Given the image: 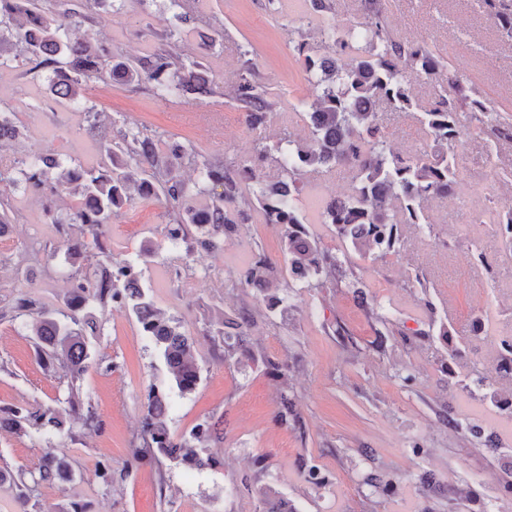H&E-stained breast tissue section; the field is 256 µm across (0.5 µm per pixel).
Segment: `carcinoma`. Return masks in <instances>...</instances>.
<instances>
[{
    "instance_id": "cac0c4a2",
    "label": "carcinoma",
    "mask_w": 512,
    "mask_h": 512,
    "mask_svg": "<svg viewBox=\"0 0 512 512\" xmlns=\"http://www.w3.org/2000/svg\"><path fill=\"white\" fill-rule=\"evenodd\" d=\"M124 0H0V22H16L10 37L0 35V67L14 62L27 72L44 73L52 95L87 113V90L92 82L142 89L151 95L201 101L213 94L215 82L204 63L182 59L159 49L138 59L114 54L87 33L72 37L69 31L77 19L89 20L101 10ZM179 24L191 20L189 0H168ZM489 16L502 37L512 41V0H485ZM366 16L358 27L343 32L333 25L324 29L329 55L305 53L306 72L312 82L314 99L306 112L308 136L296 139L288 131L272 143L260 142L256 161H270L277 177L260 181L255 167L242 166L239 179L224 173V167L207 159L197 160L193 150L177 139L165 140L147 129H130L116 142L100 132L103 153L88 167L67 160L55 151L21 158L0 167V235L15 222L11 192L31 183L47 201L74 194L76 204L65 214L51 208L49 223L55 225L66 247L68 263L76 266L93 256L92 272L70 273L71 285L66 310L38 306L29 299L16 303L18 315H31L32 341L39 363L47 371L58 368L71 384L64 399L47 407L0 408V431L26 433L32 429L48 438L71 434L79 422L87 429L97 426L91 404L74 382L95 363L91 338L100 335L95 305L132 312L142 336L159 352L171 381L182 394L194 391L200 369L193 358V339L154 308L148 289L142 284V265L158 256L150 243L131 259L114 262L105 244L106 229L134 189L144 199H163L178 207V215L165 225L164 236L173 246L185 244L186 253L198 247H213L237 236L248 223L247 210L256 208L268 224L285 227L284 266L303 272L295 284L316 288L331 278L348 281L358 303H365L356 277L347 261L323 248L310 236L300 208L301 180L307 171L350 168L355 184L342 199L328 205L322 223L333 224L338 236L373 258L384 259L398 252L400 226L414 224L432 232L426 203L432 198L455 194L459 181L458 148L469 138L512 140V122L495 109L474 98L476 91L460 79L437 50L425 43L396 41L388 35L378 0H364ZM427 78L448 72L451 94L441 95L416 120L427 132L429 144L415 157L403 158L392 152L382 126L380 107L393 112L416 108L417 98L408 71ZM234 101L244 110L252 129L266 125L271 104L260 88L253 68L241 75L233 90ZM14 112L0 107V131L10 137L22 135ZM194 162L198 180L185 183L175 173L184 159ZM254 183L250 194L241 197L240 184ZM207 196L202 207L192 200ZM201 229L189 237L187 226ZM495 224L505 246L512 248V205L504 203L496 212ZM272 263L262 255L240 275L241 283H266ZM251 325L248 314L234 318L214 310L204 335L230 346L246 343ZM171 400L164 386L147 388L142 403L140 444L135 460L164 458L188 468L218 467L221 461L203 458L211 441L223 438V421L205 419L179 436L169 426ZM278 418L283 425H297L291 395H281ZM74 477L68 460L47 453L37 470L19 475L15 482L21 512H28L31 493L38 485H53Z\"/></svg>"
}]
</instances>
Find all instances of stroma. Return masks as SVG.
<instances>
[{
    "label": "stroma",
    "instance_id": "1",
    "mask_svg": "<svg viewBox=\"0 0 512 512\" xmlns=\"http://www.w3.org/2000/svg\"><path fill=\"white\" fill-rule=\"evenodd\" d=\"M336 2L333 12L322 15L306 13L303 0H195V16L223 31L208 44L192 29L169 38L165 0H127L117 13L97 14L89 31L113 51L143 57L165 48L206 62L214 94L200 102L167 101L144 90L94 83L88 97L97 117L91 120L67 103L53 102L44 77L19 67L0 68V104L15 112L24 133L4 157L20 159L49 147L94 165L101 154L94 126L100 123L115 136L137 127L174 136L234 172L250 163L259 140L275 141L285 129L307 135L304 105L312 101L313 90L297 47L319 48L318 32L330 25L349 27L363 16L361 0ZM381 8L391 35L434 46L473 82L481 99L512 119V42L489 23L483 0H381ZM248 61L273 104L262 131L240 122L231 90ZM383 131L405 158L427 142L410 112L386 113ZM459 152L461 186L453 197L427 205L434 235L408 225L398 254L374 261L350 253L366 285V306H359L343 284L304 289L285 319L267 310L255 288L231 285L260 252L274 258L277 268L269 293L287 294L282 225L253 213L240 236L176 272L169 265L175 252L164 236L171 206L134 198L109 225L106 245L116 261L135 257L148 238L159 248L162 258L145 266L143 282L156 307L193 338L201 370L193 392L174 395L170 427L181 434L206 416L223 417L224 438L208 449L221 465L190 472L133 463L143 395L149 385L167 387L171 380L135 316L100 307L97 364L79 382L97 427L89 431L78 424L72 436L50 441L2 431L0 468L34 470L50 447L70 459L76 471L72 482L33 492L42 512H68L74 502L85 504L88 512H267L281 498L296 512H471L467 495L477 476L512 469V455L489 453L472 427L485 423L486 434L495 437L511 431L490 424L491 403L463 386L490 375L483 358L466 349L449 355L441 337L418 330L433 319L465 338L474 313L493 306L500 310L498 326L485 349L499 351L501 339L512 338V250L503 249L491 220L501 203L512 202V141L489 150L483 141L470 140ZM484 175L490 178L488 195L477 201L465 185ZM352 184L348 169L311 171L302 180L306 226L336 252L345 245L320 214L329 198L349 193ZM12 204L18 221L0 238V407L52 405L65 395L68 380L41 367L30 339L31 319L17 316L14 306L23 296L64 308L70 287L65 255L52 253L58 234L35 201L17 195ZM478 209L486 223H475ZM474 240L483 260L470 254ZM19 266L38 268L40 274L24 281L13 274ZM214 308L249 313L252 358L203 336ZM378 313L393 319L381 337ZM266 359L287 364V382L266 373ZM285 389L295 397L296 429L276 418ZM463 408L469 411L467 427L453 426ZM101 462L119 475L112 485L95 476ZM308 464L320 468L323 485L305 481ZM373 471L394 479V489L383 493L367 485ZM424 472L435 475V489L420 485Z\"/></svg>",
    "mask_w": 512,
    "mask_h": 512
}]
</instances>
